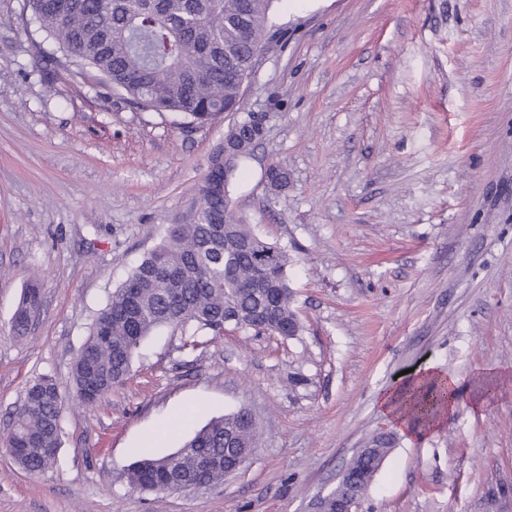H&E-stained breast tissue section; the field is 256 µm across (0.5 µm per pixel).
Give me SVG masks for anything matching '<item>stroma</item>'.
Listing matches in <instances>:
<instances>
[{
  "mask_svg": "<svg viewBox=\"0 0 512 512\" xmlns=\"http://www.w3.org/2000/svg\"><path fill=\"white\" fill-rule=\"evenodd\" d=\"M27 12L0 0V512H313L387 432L380 393L427 366L456 380L458 407L396 433L357 512H512V0H277L240 112L203 126L70 74ZM244 112L265 133L228 197L292 255L302 332L228 325L191 349L158 328L124 385L65 413L56 465L24 471L6 440L26 388L68 386L95 316L185 222ZM273 165L289 173L277 193ZM32 278L42 307L19 339ZM242 408L261 445L223 484L129 485L140 452ZM38 305L40 307L39 289L37 284L30 283L27 288L24 289L19 306L14 314L13 330L16 336L24 337L29 331V327L25 322L31 307Z\"/></svg>",
  "mask_w": 512,
  "mask_h": 512,
  "instance_id": "1",
  "label": "stroma"
}]
</instances>
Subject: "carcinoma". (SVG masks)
I'll use <instances>...</instances> for the list:
<instances>
[{"label":"carcinoma","instance_id":"obj_1","mask_svg":"<svg viewBox=\"0 0 512 512\" xmlns=\"http://www.w3.org/2000/svg\"><path fill=\"white\" fill-rule=\"evenodd\" d=\"M276 0H27L31 20L52 38L73 65L96 83L112 87L142 112L176 116L183 124H205L240 109L241 84L250 61L267 38V20ZM260 119L246 116L224 136L231 153L220 170L239 169L257 139ZM199 186V205L184 224L167 226L159 243L108 298L90 327L72 369L74 399L90 405L129 377L135 351L149 333L169 326L198 345L203 332L216 339L224 325L253 328L251 315L272 306L265 331L293 338L302 331L288 282V251L265 241L236 218L227 185ZM270 188L288 183V172L272 166ZM40 304L37 284L24 289L13 330L24 337L31 307ZM28 406L14 415L8 447L27 472L52 468L62 444L66 400L49 376L27 388ZM448 404V388L434 385L410 404L405 415L429 420ZM259 446L258 426L244 409L211 419L186 440L174 468L186 478L220 484L224 459ZM343 469L358 496L366 495L394 438L366 442ZM167 457H144L130 467V484H161L168 479Z\"/></svg>","mask_w":512,"mask_h":512}]
</instances>
